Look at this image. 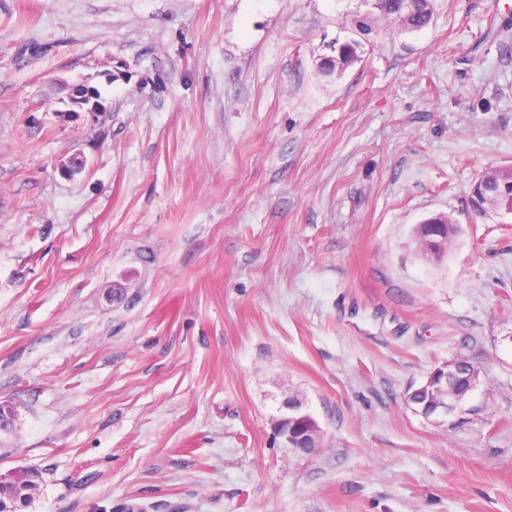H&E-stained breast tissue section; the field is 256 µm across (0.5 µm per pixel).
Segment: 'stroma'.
Here are the masks:
<instances>
[{
	"instance_id": "obj_1",
	"label": "stroma",
	"mask_w": 512,
	"mask_h": 512,
	"mask_svg": "<svg viewBox=\"0 0 512 512\" xmlns=\"http://www.w3.org/2000/svg\"><path fill=\"white\" fill-rule=\"evenodd\" d=\"M431 3L406 31L376 0H0L19 512H512V213L468 202L512 166V0ZM458 357L474 413L423 416ZM69 104L80 109L88 106L86 110L92 118H98L104 112L102 104L94 99L91 87L85 85L72 88L69 95ZM38 478L37 473L30 472L15 480L0 481V512H11L10 506L19 500L24 506L30 503L39 488Z\"/></svg>"
}]
</instances>
